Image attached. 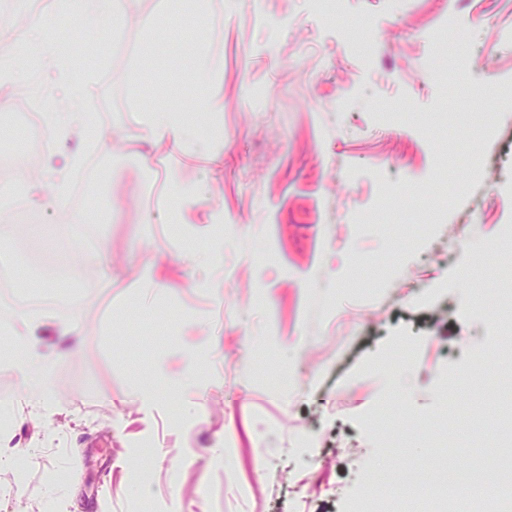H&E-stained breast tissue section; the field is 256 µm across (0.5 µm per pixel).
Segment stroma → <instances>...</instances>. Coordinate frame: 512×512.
<instances>
[{
  "label": "stroma",
  "instance_id": "obj_1",
  "mask_svg": "<svg viewBox=\"0 0 512 512\" xmlns=\"http://www.w3.org/2000/svg\"><path fill=\"white\" fill-rule=\"evenodd\" d=\"M130 0L86 34L44 7L39 40L80 49L106 113L108 167L81 207L91 287L39 309L79 346L51 367L50 417L0 369V512H353L430 477L434 432L456 466L484 454L469 421L506 385L512 340L494 243L512 229V0ZM18 17L0 12V66ZM222 109L183 155L137 140L134 113L209 90L175 80L197 51ZM459 112H491L473 142ZM493 159L487 180L478 157ZM191 192L181 206L175 190ZM156 271L155 285L142 279Z\"/></svg>",
  "mask_w": 512,
  "mask_h": 512
}]
</instances>
